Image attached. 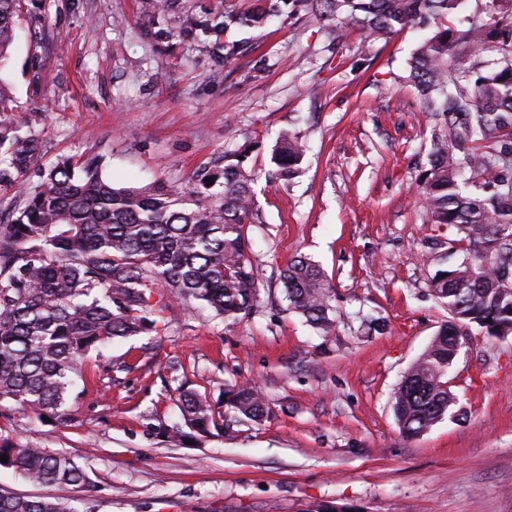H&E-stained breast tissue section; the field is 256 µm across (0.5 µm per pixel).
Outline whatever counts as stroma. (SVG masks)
Segmentation results:
<instances>
[{"label": "stroma", "mask_w": 512, "mask_h": 512, "mask_svg": "<svg viewBox=\"0 0 512 512\" xmlns=\"http://www.w3.org/2000/svg\"><path fill=\"white\" fill-rule=\"evenodd\" d=\"M25 0L11 63L13 119L40 115L44 159L96 155L114 187L184 188L242 155L263 221L251 225L261 274L249 315L227 324L173 305L156 332L92 352L67 423L0 406V436L73 458L88 485L45 486L0 468V488L85 512H512V336L471 331L448 372L464 418L419 437L398 430L392 398L448 316L430 293L446 237L418 190L435 120L408 81L419 34L336 36L280 14L232 31L264 54L225 65L183 32L188 17L250 0ZM307 152L297 177L272 178L282 130ZM315 261L334 290L335 336L287 311L279 274ZM385 320L368 332L364 319ZM253 382L266 415L234 436L175 443L185 385L220 401Z\"/></svg>", "instance_id": "obj_1"}]
</instances>
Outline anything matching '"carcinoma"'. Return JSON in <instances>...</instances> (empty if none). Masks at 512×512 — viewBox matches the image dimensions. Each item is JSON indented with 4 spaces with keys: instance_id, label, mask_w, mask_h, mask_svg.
Wrapping results in <instances>:
<instances>
[{
    "instance_id": "obj_1",
    "label": "carcinoma",
    "mask_w": 512,
    "mask_h": 512,
    "mask_svg": "<svg viewBox=\"0 0 512 512\" xmlns=\"http://www.w3.org/2000/svg\"><path fill=\"white\" fill-rule=\"evenodd\" d=\"M22 0H0V68L14 41ZM336 31L357 28L387 37L426 31L414 49L409 79L425 111L448 118V132L433 139V164L420 195L427 223L454 233L451 253L429 278L431 294L448 320L413 361L394 393L396 424L412 439L443 420L458 404L448 387L461 331L512 336V0H490L462 28L448 26L458 0H254L222 20L191 18L186 31L197 46L214 49L218 32L258 27L282 8ZM498 54L495 66L485 50ZM256 51L247 41L224 43V62ZM0 83V183L11 185L35 165L42 142L24 131ZM472 143L457 155L458 133ZM305 155L298 135L284 132L272 162L279 180L293 179ZM39 183L22 189L11 217L0 221V404L18 405L37 418H68L65 408L83 360L115 338L157 331V317L173 303L198 302L215 319L234 322L257 301L260 276L247 229L261 222L253 175L245 157L222 158L191 187L162 183L115 188L97 158L58 159L39 169ZM213 179L206 185V178ZM287 309L323 336L338 321L332 288L319 265L294 259L281 271ZM159 299L152 303L150 297ZM233 416L215 410L209 395L183 387L176 399L179 440L231 435L234 425L265 416L259 388L235 384L224 391ZM0 467L46 485L89 480L82 465L44 448L0 437ZM0 512H79L62 502L0 488Z\"/></svg>"
}]
</instances>
